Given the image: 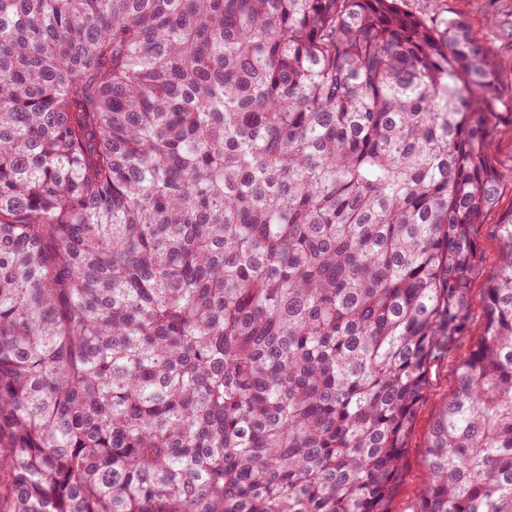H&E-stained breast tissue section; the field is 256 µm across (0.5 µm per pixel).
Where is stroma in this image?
Listing matches in <instances>:
<instances>
[{
  "instance_id": "stroma-1",
  "label": "stroma",
  "mask_w": 512,
  "mask_h": 512,
  "mask_svg": "<svg viewBox=\"0 0 512 512\" xmlns=\"http://www.w3.org/2000/svg\"><path fill=\"white\" fill-rule=\"evenodd\" d=\"M403 8L427 21L446 18L464 20L485 42L490 52L506 67L501 73L512 82V0H402ZM493 162L506 174L497 206L474 227L481 263L472 277L471 306L465 336L440 354L431 364L427 389L417 406L413 429L405 451L401 480L391 501V512H416L420 492L428 480L425 464L431 425L451 396L459 365L483 330V308L487 277L499 264L500 244L496 226L512 215V102L499 108L492 143Z\"/></svg>"
}]
</instances>
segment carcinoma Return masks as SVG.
Wrapping results in <instances>:
<instances>
[{"mask_svg": "<svg viewBox=\"0 0 512 512\" xmlns=\"http://www.w3.org/2000/svg\"><path fill=\"white\" fill-rule=\"evenodd\" d=\"M502 70L398 0H0V512H389ZM497 235L417 512H512Z\"/></svg>", "mask_w": 512, "mask_h": 512, "instance_id": "obj_1", "label": "carcinoma"}]
</instances>
